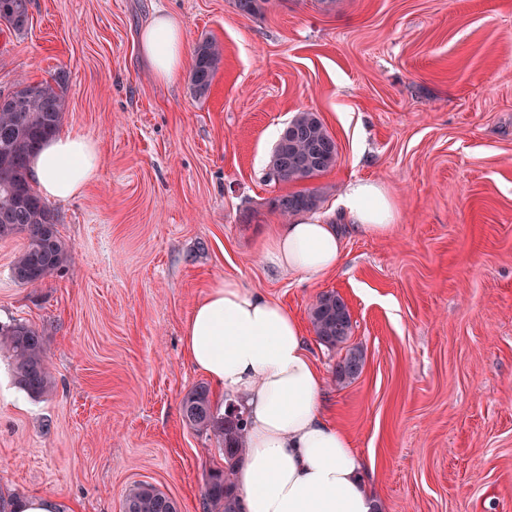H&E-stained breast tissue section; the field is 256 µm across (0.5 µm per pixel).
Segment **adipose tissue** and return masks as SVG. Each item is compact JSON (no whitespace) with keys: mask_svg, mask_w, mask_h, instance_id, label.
Segmentation results:
<instances>
[{"mask_svg":"<svg viewBox=\"0 0 512 512\" xmlns=\"http://www.w3.org/2000/svg\"><path fill=\"white\" fill-rule=\"evenodd\" d=\"M138 51L160 80L184 62L178 21L159 15L139 33ZM96 141L70 131L44 141L29 174L41 195L65 201L100 168ZM353 229L377 236L394 229L396 207L380 183L350 181L341 197ZM268 264L319 277L338 267L343 238L332 224L302 219L267 243ZM184 346L193 365L238 400L247 419V451L234 472L245 512H375L376 499L351 436L330 418L323 380L296 316L263 293L227 278L193 309Z\"/></svg>","mask_w":512,"mask_h":512,"instance_id":"adipose-tissue-1","label":"adipose tissue"}]
</instances>
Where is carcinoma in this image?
I'll return each instance as SVG.
<instances>
[{
	"mask_svg": "<svg viewBox=\"0 0 512 512\" xmlns=\"http://www.w3.org/2000/svg\"><path fill=\"white\" fill-rule=\"evenodd\" d=\"M269 0H234L237 11L246 16L263 12ZM31 0H0V28L22 32L29 25ZM222 63V50L213 39L197 44L193 51L190 82L194 93L206 95ZM66 86L56 74L36 85L14 91V106L0 112V238L19 233L27 244L17 256L13 278L30 287L41 285L63 267L70 250L61 240L54 213L31 185L30 156L44 140L55 134L62 123ZM288 150V175L283 183L313 180L336 164V141L315 112H299L284 128L271 155L270 168L279 162V149ZM322 195L315 188H304L277 196L271 207L280 215L294 217L319 208ZM310 321L323 345L345 350L336 364L338 384L355 379L363 367V355L354 348L344 349L352 333V321L344 300L334 291L324 292L310 308ZM0 352L11 360L14 384L34 398L51 387L45 362L43 336L33 327L14 322L0 326ZM187 424L211 431L224 444V467L208 472L203 500L206 512H244L240 493L232 479L234 468L246 450L245 417L230 406L220 416L214 413L206 386L198 385L182 402ZM124 512H177L176 503L163 491L139 486L125 498Z\"/></svg>",
	"mask_w": 512,
	"mask_h": 512,
	"instance_id": "cac0c4a2",
	"label": "carcinoma"
}]
</instances>
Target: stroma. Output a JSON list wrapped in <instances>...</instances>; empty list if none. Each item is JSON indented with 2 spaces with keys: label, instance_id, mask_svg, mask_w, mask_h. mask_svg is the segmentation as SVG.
I'll use <instances>...</instances> for the list:
<instances>
[{
  "label": "stroma",
  "instance_id": "1",
  "mask_svg": "<svg viewBox=\"0 0 512 512\" xmlns=\"http://www.w3.org/2000/svg\"><path fill=\"white\" fill-rule=\"evenodd\" d=\"M187 50L215 40L209 92L156 80L136 51L157 14ZM64 73L62 129L102 164L53 205L71 261L31 288L12 276L26 238L0 239V323L44 338L54 388L32 398L0 355V493L66 512H123L150 484L203 512L222 442L188 425L205 376L184 352L193 306L227 277L300 320L326 407L375 471L380 512H512V0H32L0 31V92ZM317 113L338 159L312 180L322 215L348 182L382 183L386 237L342 227L340 265L317 279L268 265L282 226L272 150ZM334 291L364 355L339 385V350L309 312Z\"/></svg>",
  "mask_w": 512,
  "mask_h": 512
}]
</instances>
